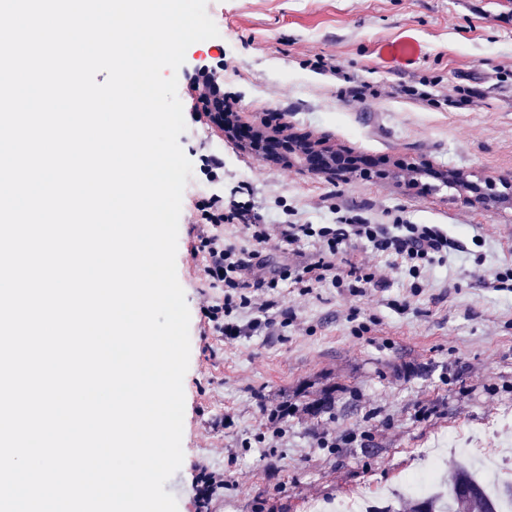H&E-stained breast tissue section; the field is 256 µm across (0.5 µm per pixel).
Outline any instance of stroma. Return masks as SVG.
<instances>
[{
  "label": "stroma",
  "instance_id": "35a3bbf8",
  "mask_svg": "<svg viewBox=\"0 0 512 512\" xmlns=\"http://www.w3.org/2000/svg\"><path fill=\"white\" fill-rule=\"evenodd\" d=\"M219 38L192 44L177 72L186 131L178 138L194 171L184 189L177 277L190 310V363L180 469L165 485L178 512H197L200 472L224 481L209 512H304L369 487L371 503L411 498L405 477L436 462L439 473L480 450L489 484L512 463V289L486 276L512 266V209L478 207L458 190L408 171L512 174V0H208ZM415 62L385 59L405 38ZM224 58V100L236 123L273 128L381 161L338 180L240 149L191 86L204 54ZM339 73L313 69L317 56ZM371 83L359 105L344 102L347 76ZM435 79L437 91H474L462 108L392 96L391 86ZM224 159L208 181L202 156ZM238 192L254 201L271 234L285 219L333 224L359 215L435 224L452 243L419 293L399 273L362 297L290 281L262 289L290 325L226 338L201 333L202 297L187 264L201 197ZM292 415L270 425L280 406ZM331 433L337 445L319 444Z\"/></svg>",
  "mask_w": 512,
  "mask_h": 512
}]
</instances>
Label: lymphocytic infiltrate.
Segmentation results:
<instances>
[{
    "label": "lymphocytic infiltrate",
    "mask_w": 512,
    "mask_h": 512,
    "mask_svg": "<svg viewBox=\"0 0 512 512\" xmlns=\"http://www.w3.org/2000/svg\"><path fill=\"white\" fill-rule=\"evenodd\" d=\"M253 208L236 200H224L211 195L197 203L196 222L200 229L198 243L190 251V262L196 278L206 288H223V301L203 296V333L234 338L243 328L238 321L240 314L256 313L253 327L272 325L267 312L270 305L248 292L245 275L253 267L254 259L266 251L272 238L295 244L302 239H313L318 247L317 258L299 268L285 271L303 291L326 284L349 289L355 296L364 295L367 289L381 287L385 273L376 266L355 267L343 270L337 259L348 244L359 241L372 251L394 256V268L402 269L411 280L413 289L423 286L426 269L442 261L448 253V237L426 224L404 225L402 233H391L385 225L369 223L360 216L340 218L335 224H283L278 236H271L267 225L252 218ZM234 227L252 243V251H245L225 235L226 227Z\"/></svg>",
    "instance_id": "1"
}]
</instances>
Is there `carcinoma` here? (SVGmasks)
Here are the masks:
<instances>
[{"mask_svg": "<svg viewBox=\"0 0 512 512\" xmlns=\"http://www.w3.org/2000/svg\"><path fill=\"white\" fill-rule=\"evenodd\" d=\"M443 485L448 492L438 491L414 500L410 512H499L486 486L465 462L452 466Z\"/></svg>", "mask_w": 512, "mask_h": 512, "instance_id": "obj_1", "label": "carcinoma"}]
</instances>
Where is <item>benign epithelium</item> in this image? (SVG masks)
<instances>
[{"label":"benign epithelium","mask_w":512,"mask_h":512,"mask_svg":"<svg viewBox=\"0 0 512 512\" xmlns=\"http://www.w3.org/2000/svg\"><path fill=\"white\" fill-rule=\"evenodd\" d=\"M228 114L219 106L214 119L224 125L230 136L244 149H248L270 161L288 159L295 154L302 158L305 168L314 173L328 174L336 179L349 174L364 172L374 162L364 156L332 151L319 142L288 135H270L259 128L225 122ZM448 179L458 182L468 192L466 201L477 205L512 206V175L499 179L480 177L475 181L455 170L447 173Z\"/></svg>","instance_id":"7a95c632"}]
</instances>
